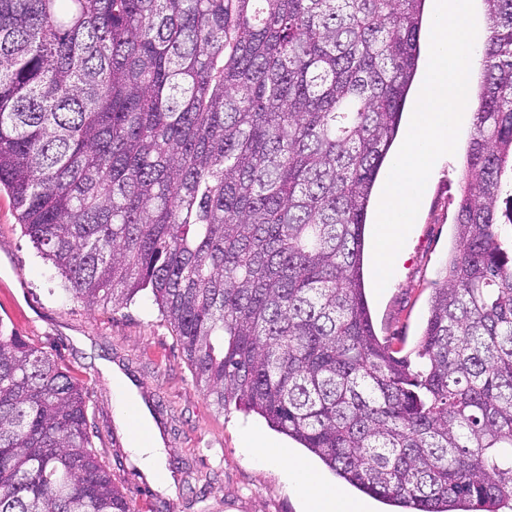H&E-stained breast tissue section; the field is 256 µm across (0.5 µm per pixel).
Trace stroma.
<instances>
[{"mask_svg": "<svg viewBox=\"0 0 512 512\" xmlns=\"http://www.w3.org/2000/svg\"><path fill=\"white\" fill-rule=\"evenodd\" d=\"M472 132L468 112L455 154L442 159L421 202L397 273L381 295H373V283L365 285L377 336L402 357L412 355L430 297L442 283ZM0 322L47 351L88 388L92 446L137 512H159L166 502L174 503L176 512H302L301 501L280 474L245 454L242 439L250 432L271 436L367 512H388L387 505L350 487L260 415L233 407L218 410L197 384L174 329L151 296H138L120 310L91 309L63 291L54 267L23 236L13 203L2 192ZM113 367L153 406L149 419L161 441L171 487H161L129 449L130 436L113 406Z\"/></svg>", "mask_w": 512, "mask_h": 512, "instance_id": "obj_1", "label": "stroma"}]
</instances>
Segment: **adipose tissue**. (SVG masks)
I'll return each instance as SVG.
<instances>
[{
  "label": "adipose tissue",
  "instance_id": "adipose-tissue-1",
  "mask_svg": "<svg viewBox=\"0 0 512 512\" xmlns=\"http://www.w3.org/2000/svg\"><path fill=\"white\" fill-rule=\"evenodd\" d=\"M114 389L119 419L139 432L138 437L131 440L133 448L139 451L147 472L153 474L157 481H165L166 474L160 466V450L149 425L132 412L133 395L119 379L115 380ZM244 446L254 462L282 475L289 488L300 498L303 512H361L358 505L347 499L339 489L326 484L305 461L263 437L246 436Z\"/></svg>",
  "mask_w": 512,
  "mask_h": 512
}]
</instances>
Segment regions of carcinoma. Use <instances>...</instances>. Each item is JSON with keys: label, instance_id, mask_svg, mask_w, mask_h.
<instances>
[{"label": "carcinoma", "instance_id": "carcinoma-1", "mask_svg": "<svg viewBox=\"0 0 512 512\" xmlns=\"http://www.w3.org/2000/svg\"><path fill=\"white\" fill-rule=\"evenodd\" d=\"M487 36L422 366L376 335L364 228L425 0H0V187L62 287L152 295L213 404L408 512L512 503V0ZM88 389L0 323V512H134Z\"/></svg>", "mask_w": 512, "mask_h": 512}]
</instances>
